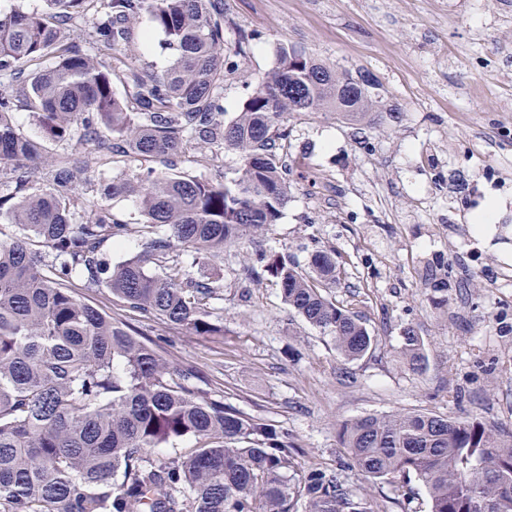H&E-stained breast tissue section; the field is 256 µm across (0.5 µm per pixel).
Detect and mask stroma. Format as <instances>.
Wrapping results in <instances>:
<instances>
[{
	"label": "stroma",
	"mask_w": 512,
	"mask_h": 512,
	"mask_svg": "<svg viewBox=\"0 0 512 512\" xmlns=\"http://www.w3.org/2000/svg\"><path fill=\"white\" fill-rule=\"evenodd\" d=\"M224 110L235 116L247 92L288 43L352 76L372 75L385 111L353 125L328 112L289 117L288 151L299 165L278 224L259 242L221 258L181 262L217 282L209 302L223 335L194 336L142 318L138 330L181 371L196 373L215 398L271 417L293 434L306 462L334 464L342 421L424 410L475 414L512 431V0H223ZM250 38L237 49L238 35ZM130 62L165 69L172 54L141 18ZM15 123L46 153L63 157L80 135L52 140L18 109ZM500 206L489 230L473 219ZM336 251L339 279L328 294L359 312L377 339L371 355L343 365L326 335L283 304L276 279L246 280L259 250L307 264L319 247ZM448 277L433 292L428 279ZM424 342L427 368L396 356L404 327ZM349 367L353 384L336 373ZM378 512H427L414 488L396 497L367 486Z\"/></svg>",
	"instance_id": "35a3bbf8"
}]
</instances>
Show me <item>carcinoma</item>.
Segmentation results:
<instances>
[{"label": "carcinoma", "mask_w": 512, "mask_h": 512, "mask_svg": "<svg viewBox=\"0 0 512 512\" xmlns=\"http://www.w3.org/2000/svg\"><path fill=\"white\" fill-rule=\"evenodd\" d=\"M95 1L84 32L79 22ZM45 2L43 13H0V219L21 230L0 239V512H375L350 483L351 468L396 491L420 484L427 512H512V432L473 415L367 414L340 424L336 464L306 466L280 422L212 398L130 324L72 292L82 279L138 316L221 335L206 310L214 287L191 278L178 257H222L278 223L291 192L288 116L360 121L385 111L374 89L283 44L228 120L223 0ZM144 15L174 53L161 71L125 62ZM21 107L58 141L80 130L84 150L46 158L15 126ZM192 143L211 149L214 166L224 151L237 153L236 176L184 171L177 158ZM125 157L159 167L101 186L98 198L76 193L78 174ZM40 164L50 178L35 188ZM117 192L137 197L140 222L103 203ZM132 232L145 239L142 254L111 266L106 245ZM266 273L344 363L376 350L362 315L327 295L339 275L336 251L313 250L305 267L257 252L250 274ZM402 339L404 362L424 369L420 338L408 327ZM187 436L190 453L151 455Z\"/></svg>", "instance_id": "1"}]
</instances>
